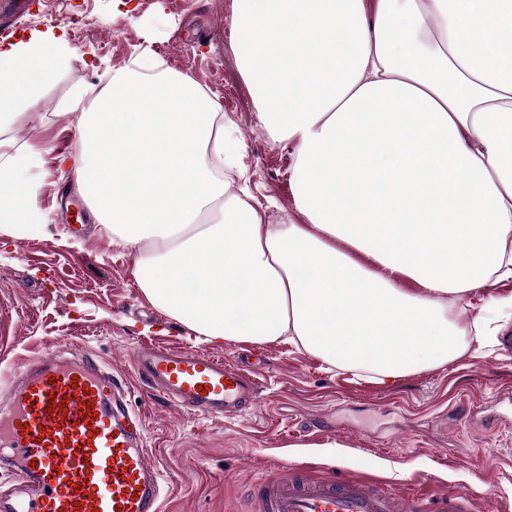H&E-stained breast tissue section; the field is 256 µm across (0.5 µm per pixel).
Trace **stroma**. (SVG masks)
Returning <instances> with one entry per match:
<instances>
[{"mask_svg":"<svg viewBox=\"0 0 512 512\" xmlns=\"http://www.w3.org/2000/svg\"><path fill=\"white\" fill-rule=\"evenodd\" d=\"M232 10L233 0H46L14 19L0 14L21 34L65 29L75 54L31 122L0 128V139L43 149L48 172L38 198L47 227L20 241L0 236V320L13 337L0 369L60 349L94 356L144 423L150 460L165 478L161 512H254L260 486L295 468L359 477L398 497L434 500L462 486L469 512H485L490 498L512 512V354L498 345L512 319L456 360L392 386L326 371L278 341L205 343L144 297L128 251L69 190L58 158L79 149L71 97L104 88L113 70L148 50L164 68L190 74L235 130L233 185L248 183L260 212L301 222L292 156L259 122L225 36ZM143 339L244 366L263 360L255 403L221 418L150 394L134 370Z\"/></svg>","mask_w":512,"mask_h":512,"instance_id":"stroma-1","label":"stroma"}]
</instances>
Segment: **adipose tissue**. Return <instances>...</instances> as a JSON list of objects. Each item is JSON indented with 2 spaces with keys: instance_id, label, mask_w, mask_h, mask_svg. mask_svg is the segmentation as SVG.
I'll return each mask as SVG.
<instances>
[{
  "instance_id": "ef3b65f1",
  "label": "adipose tissue",
  "mask_w": 512,
  "mask_h": 512,
  "mask_svg": "<svg viewBox=\"0 0 512 512\" xmlns=\"http://www.w3.org/2000/svg\"><path fill=\"white\" fill-rule=\"evenodd\" d=\"M241 74L293 156L303 223L227 193L239 141L150 52L76 93L62 158L145 298L205 341H283L378 384L469 343L451 303L512 278V0H234ZM65 32L0 47V121L26 122ZM40 152H0V234L44 228Z\"/></svg>"
}]
</instances>
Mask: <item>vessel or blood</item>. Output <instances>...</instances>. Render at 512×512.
I'll use <instances>...</instances> for the list:
<instances>
[{
  "label": "vessel or blood",
  "mask_w": 512,
  "mask_h": 512,
  "mask_svg": "<svg viewBox=\"0 0 512 512\" xmlns=\"http://www.w3.org/2000/svg\"><path fill=\"white\" fill-rule=\"evenodd\" d=\"M135 368L150 391L185 410L221 416L254 401L258 384L212 355L144 344ZM0 395V455L25 486L0 512H161L159 469L143 448L139 416L117 412L118 386L91 357L29 360ZM259 512H426L356 478L283 475L261 488Z\"/></svg>",
  "instance_id": "obj_1"
}]
</instances>
